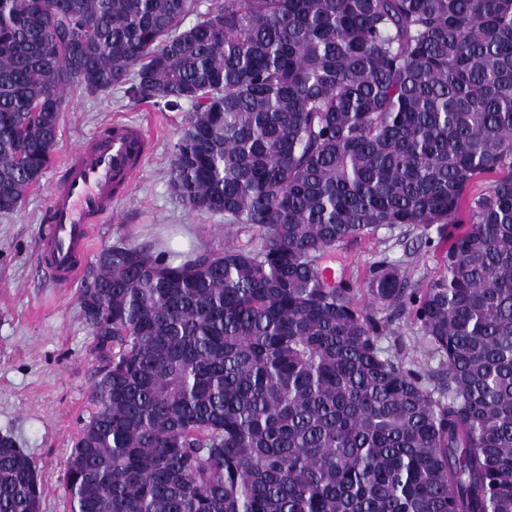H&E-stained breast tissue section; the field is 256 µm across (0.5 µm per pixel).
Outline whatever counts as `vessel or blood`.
<instances>
[{"label": "vessel or blood", "mask_w": 512, "mask_h": 512, "mask_svg": "<svg viewBox=\"0 0 512 512\" xmlns=\"http://www.w3.org/2000/svg\"><path fill=\"white\" fill-rule=\"evenodd\" d=\"M148 153V137L136 124L103 127L66 161L51 186L39 249L60 286L75 282L84 265L95 225L112 216Z\"/></svg>", "instance_id": "b4317fda"}]
</instances>
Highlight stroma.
Instances as JSON below:
<instances>
[{
    "instance_id": "35a3bbf8",
    "label": "stroma",
    "mask_w": 512,
    "mask_h": 512,
    "mask_svg": "<svg viewBox=\"0 0 512 512\" xmlns=\"http://www.w3.org/2000/svg\"><path fill=\"white\" fill-rule=\"evenodd\" d=\"M191 110L187 102L166 108L137 100L121 87L97 96L68 89L49 166L18 211L0 216V436L11 437L35 460L43 512H71L60 479L94 410L96 369L92 332L78 301L80 286L57 287L37 251L49 188L68 154L93 131L116 117L138 123L151 142L148 159L127 198L116 202L112 220L97 225L93 250L116 243L149 246L162 231L181 226L207 250H222L228 239L223 216L188 209L170 186L173 147ZM437 238L433 226L382 228L371 238L336 248L324 263L338 279L359 288L369 265L386 255L409 262L412 281L422 288L440 272ZM394 326L396 333L382 339L383 348L400 351L409 362L437 366L407 316L397 317Z\"/></svg>"
}]
</instances>
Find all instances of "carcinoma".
Masks as SVG:
<instances>
[{
    "label": "carcinoma",
    "mask_w": 512,
    "mask_h": 512,
    "mask_svg": "<svg viewBox=\"0 0 512 512\" xmlns=\"http://www.w3.org/2000/svg\"><path fill=\"white\" fill-rule=\"evenodd\" d=\"M72 85L191 103L171 188L253 230L90 262L72 512H512V0H0V213ZM433 224L424 288L386 256L365 303L322 278L350 240ZM404 314L438 367L380 346ZM35 475L0 447V512H42Z\"/></svg>",
    "instance_id": "1"
}]
</instances>
